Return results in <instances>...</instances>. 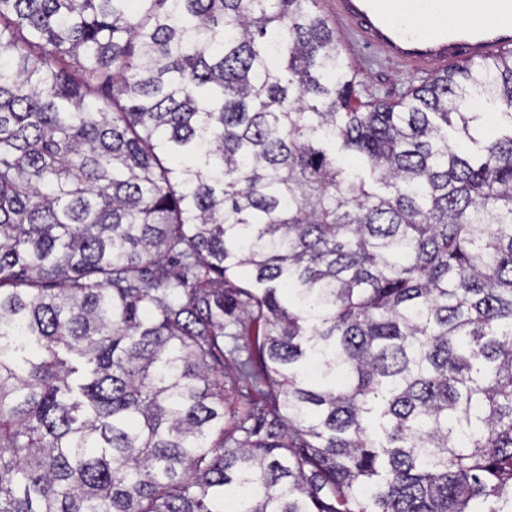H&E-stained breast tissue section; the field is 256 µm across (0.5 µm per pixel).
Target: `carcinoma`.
I'll use <instances>...</instances> for the list:
<instances>
[{"label": "carcinoma", "instance_id": "obj_1", "mask_svg": "<svg viewBox=\"0 0 512 512\" xmlns=\"http://www.w3.org/2000/svg\"><path fill=\"white\" fill-rule=\"evenodd\" d=\"M318 4L0 0V512H512V53ZM321 6L336 22L345 60L357 74L358 103L373 99L396 100L410 86H418L433 75L432 65L448 67L461 59L486 61L512 46V1L491 2V18L476 19L462 26L454 12L459 0H329ZM416 17L430 20L426 29L415 24ZM374 50L395 64L372 60ZM408 64V65H407ZM414 69H412L411 67Z\"/></svg>", "mask_w": 512, "mask_h": 512}]
</instances>
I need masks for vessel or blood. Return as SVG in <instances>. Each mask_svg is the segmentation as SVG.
<instances>
[{
	"label": "vessel or blood",
	"mask_w": 512,
	"mask_h": 512,
	"mask_svg": "<svg viewBox=\"0 0 512 512\" xmlns=\"http://www.w3.org/2000/svg\"><path fill=\"white\" fill-rule=\"evenodd\" d=\"M443 0H328L331 18L345 25L356 46L415 70L462 59L486 61L512 48V0H491L489 20L478 19L480 0H461L475 19L461 25Z\"/></svg>",
	"instance_id": "b4317fda"
}]
</instances>
